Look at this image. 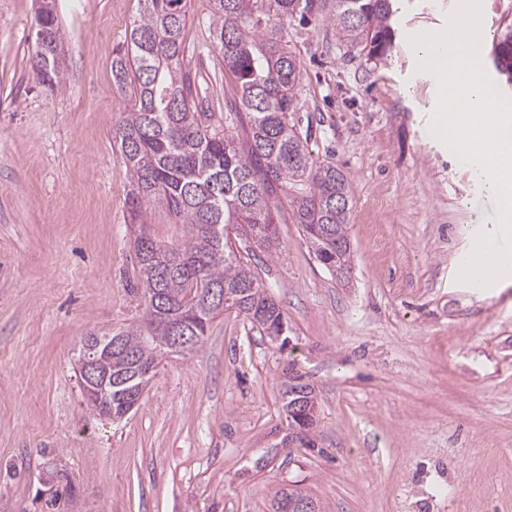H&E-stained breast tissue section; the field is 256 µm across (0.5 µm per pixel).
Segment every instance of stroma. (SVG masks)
Returning <instances> with one entry per match:
<instances>
[{"mask_svg": "<svg viewBox=\"0 0 512 512\" xmlns=\"http://www.w3.org/2000/svg\"><path fill=\"white\" fill-rule=\"evenodd\" d=\"M280 30L300 78L295 118L315 162L348 175L349 282L330 274L277 192V246L252 263L281 306L280 346L237 312L191 353H165L139 403L112 420L88 406L76 350L144 321L134 287L140 230L188 240L143 203L112 130L133 100L112 82L140 0H64L61 86L32 76L35 0H0V512H273L301 488L320 512H512V276L477 290L452 261L497 224L465 166L424 142L433 86L413 31L446 27L458 0H393L395 46L348 48L323 0ZM182 69L201 110L236 97L191 0ZM320 406L311 452L291 441L289 371ZM61 499H54L55 491Z\"/></svg>", "mask_w": 512, "mask_h": 512, "instance_id": "35a3bbf8", "label": "stroma"}]
</instances>
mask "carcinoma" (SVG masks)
I'll return each mask as SVG.
<instances>
[{
  "mask_svg": "<svg viewBox=\"0 0 512 512\" xmlns=\"http://www.w3.org/2000/svg\"><path fill=\"white\" fill-rule=\"evenodd\" d=\"M143 7L130 31V47L112 60V79L130 90L135 103L123 113L112 138L133 185L131 214L139 218L143 199L166 205L173 217L189 225L183 246L164 244L146 232L134 241L136 283L143 289L146 322L116 332L126 354L102 360L112 373V414L132 406L124 394L141 396L168 347L167 323L180 321L200 346L216 315L215 293L239 301L236 312L268 337L282 335L285 317L259 281L249 238L275 246L272 196L288 189L295 223L328 271L348 274V236L353 198L347 174L334 163L315 164L307 138L293 118L298 62L281 44L280 31H268L262 43L253 37L258 0H209L216 47L224 72L233 76L235 95L244 111L224 113V130L214 115L196 111L190 82L182 72L188 0H141ZM281 20L311 11L312 0H266ZM391 0H331L328 18L339 39L371 58H382L395 42ZM53 32L64 50V34L53 13L36 15L35 25ZM493 58L499 73L512 80V34L501 39ZM311 384L303 375L283 385V409L307 397Z\"/></svg>",
  "mask_w": 512,
  "mask_h": 512,
  "instance_id": "carcinoma-1",
  "label": "carcinoma"
}]
</instances>
